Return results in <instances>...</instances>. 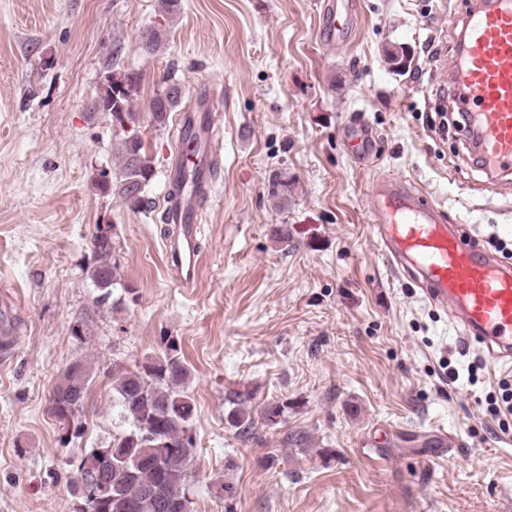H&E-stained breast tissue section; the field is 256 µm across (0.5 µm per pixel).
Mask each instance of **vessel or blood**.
<instances>
[{"instance_id": "vessel-or-blood-1", "label": "vessel or blood", "mask_w": 512, "mask_h": 512, "mask_svg": "<svg viewBox=\"0 0 512 512\" xmlns=\"http://www.w3.org/2000/svg\"><path fill=\"white\" fill-rule=\"evenodd\" d=\"M353 0H324L321 36L330 45L350 41ZM462 48L452 64L465 89L468 121L478 134V157L488 175L512 173V0H482L462 18ZM197 111L180 116V140L202 146L195 159L177 155L170 179L196 170V180L166 198L164 219L177 228L166 241L171 274L181 287H195L201 259L199 213L213 194L215 140L213 95L197 96ZM352 154L370 159L372 131L345 129ZM377 217L373 234L394 272L420 287L432 305L452 311L461 336L477 342L494 360L512 362V266L449 224L447 212L406 180L382 178L369 191Z\"/></svg>"}]
</instances>
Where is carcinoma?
Instances as JSON below:
<instances>
[{"label":"carcinoma","mask_w":512,"mask_h":512,"mask_svg":"<svg viewBox=\"0 0 512 512\" xmlns=\"http://www.w3.org/2000/svg\"><path fill=\"white\" fill-rule=\"evenodd\" d=\"M160 44L161 34L149 28L141 37L140 49L151 55ZM111 72L112 86L92 100L90 108L110 115L112 125L123 132L105 188L130 208L151 213L157 203L147 188L155 169L136 129L138 112L134 109L142 75L116 62L112 63ZM183 99L180 83L166 78L162 90L150 102L154 121L166 125L170 113L182 105ZM294 189L295 182L282 169L271 177L268 194L285 205ZM117 239V232L106 235L98 226L91 240L94 261L87 267V274L105 299L119 285L117 262L113 261ZM179 353L177 343L168 339L159 355H146L132 368L112 366L115 407L128 428L114 438L112 455L99 459L106 488L99 512H190L194 406L187 393L190 373ZM90 379L88 365L81 361L70 364L54 385L51 401L61 412L82 414ZM287 409L285 402L268 403L261 417L265 423L277 425ZM227 418L243 436L255 429L254 417L243 408L231 410Z\"/></svg>","instance_id":"obj_1"}]
</instances>
